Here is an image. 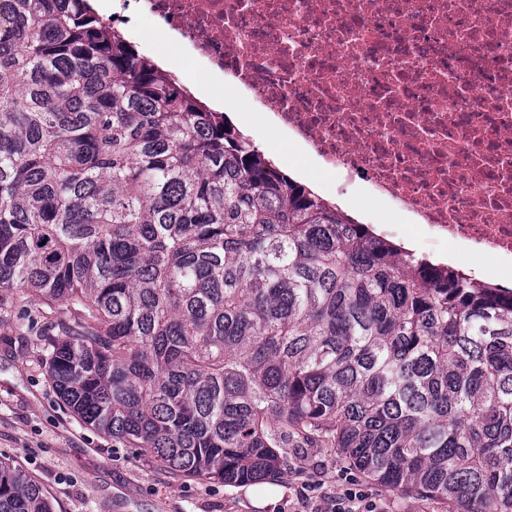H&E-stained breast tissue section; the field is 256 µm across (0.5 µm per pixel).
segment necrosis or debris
<instances>
[{
    "label": "necrosis or debris",
    "mask_w": 512,
    "mask_h": 512,
    "mask_svg": "<svg viewBox=\"0 0 512 512\" xmlns=\"http://www.w3.org/2000/svg\"><path fill=\"white\" fill-rule=\"evenodd\" d=\"M326 171L512 260V0H119Z\"/></svg>",
    "instance_id": "obj_1"
}]
</instances>
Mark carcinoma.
Listing matches in <instances>:
<instances>
[{
	"mask_svg": "<svg viewBox=\"0 0 512 512\" xmlns=\"http://www.w3.org/2000/svg\"><path fill=\"white\" fill-rule=\"evenodd\" d=\"M70 318L48 376L177 479L331 449L448 512H512V289L283 172L89 0H0V291ZM0 512H54L0 458Z\"/></svg>",
	"mask_w": 512,
	"mask_h": 512,
	"instance_id": "carcinoma-1",
	"label": "carcinoma"
}]
</instances>
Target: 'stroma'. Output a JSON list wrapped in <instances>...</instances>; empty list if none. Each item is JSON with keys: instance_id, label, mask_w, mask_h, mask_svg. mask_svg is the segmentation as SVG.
<instances>
[{"instance_id": "35a3bbf8", "label": "stroma", "mask_w": 512, "mask_h": 512, "mask_svg": "<svg viewBox=\"0 0 512 512\" xmlns=\"http://www.w3.org/2000/svg\"><path fill=\"white\" fill-rule=\"evenodd\" d=\"M263 138V152L285 172L307 170L325 192L340 196L351 211L374 217L372 200L360 185L342 184L320 170L297 147L249 115ZM398 241L417 253L452 254L471 270L475 256L450 252L419 227L393 220ZM60 330L45 307L17 291L0 301V455L18 460L51 495L55 512H304L302 495L326 512L336 500L360 492L375 512H446L444 503L400 496L351 472L329 451L303 449L289 456L271 496L258 504L257 485L224 486L171 477L132 449L83 423L61 400L47 376L50 342Z\"/></svg>"}]
</instances>
